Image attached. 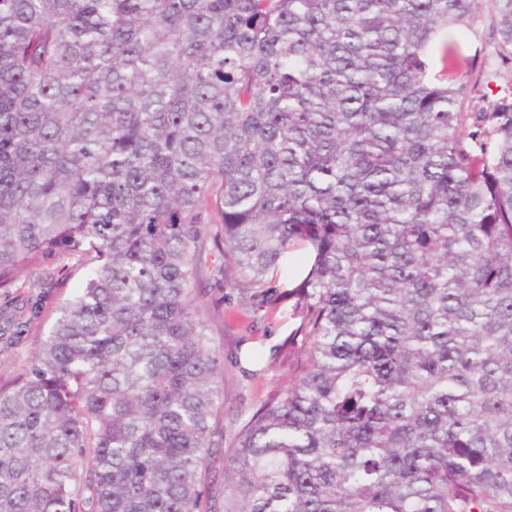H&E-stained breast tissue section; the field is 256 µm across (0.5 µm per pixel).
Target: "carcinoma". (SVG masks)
I'll return each instance as SVG.
<instances>
[{"mask_svg": "<svg viewBox=\"0 0 512 512\" xmlns=\"http://www.w3.org/2000/svg\"><path fill=\"white\" fill-rule=\"evenodd\" d=\"M512 0H0V290L87 259L0 386V512H512ZM295 245L292 382L224 450L195 283ZM450 38L456 41L461 50L468 56L474 55L476 51L479 53V57L485 53V41L480 36L474 37L460 33L457 30H450L440 36L439 44ZM470 80L475 83L476 90L473 94V99L465 104V112H473L476 109L484 108L489 109L493 103H495L502 91L500 88L504 87V81L502 79L485 78L479 74L476 69L471 75Z\"/></svg>", "mask_w": 512, "mask_h": 512, "instance_id": "carcinoma-1", "label": "carcinoma"}]
</instances>
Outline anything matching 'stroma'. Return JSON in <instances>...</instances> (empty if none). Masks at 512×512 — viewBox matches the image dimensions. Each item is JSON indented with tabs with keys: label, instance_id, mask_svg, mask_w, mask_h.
I'll list each match as a JSON object with an SVG mask.
<instances>
[{
	"label": "stroma",
	"instance_id": "1",
	"mask_svg": "<svg viewBox=\"0 0 512 512\" xmlns=\"http://www.w3.org/2000/svg\"><path fill=\"white\" fill-rule=\"evenodd\" d=\"M222 262L219 251L210 250L197 289L214 316L212 342L224 355L220 422L229 441L268 391L288 385L291 378L284 343L301 317L287 291L299 281V260L290 258L271 272L267 288L245 303L238 288L219 273ZM86 274V265L59 257L44 264L42 273H23L10 292H0V385L30 365L60 306Z\"/></svg>",
	"mask_w": 512,
	"mask_h": 512
}]
</instances>
